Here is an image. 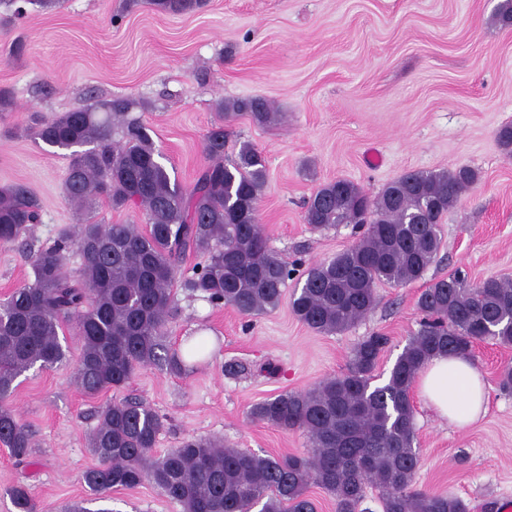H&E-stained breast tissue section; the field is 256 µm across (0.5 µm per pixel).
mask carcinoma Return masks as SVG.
<instances>
[{
	"mask_svg": "<svg viewBox=\"0 0 512 512\" xmlns=\"http://www.w3.org/2000/svg\"><path fill=\"white\" fill-rule=\"evenodd\" d=\"M145 4L175 16L200 11L207 0ZM136 107L126 98L91 97L79 110L36 118L26 128L37 144L71 150L63 193L83 219L54 245L29 248L31 282L0 302V442L20 464L32 438L7 401L26 371L69 361L60 340L64 330L73 329L80 343L75 381L94 396L125 386L142 367L182 370L164 336L175 312L172 288L188 254L201 253L206 261L183 278V288L247 316L276 309L296 273L273 253L259 222L267 176L262 153L243 141L224 158L226 134L218 125L205 138L206 163L184 188L159 161L149 128L129 117ZM217 109L227 122L241 115L261 126L281 120L261 98L221 100ZM478 180L469 167L409 171L374 197L347 179L322 185L306 203L304 223L314 230L354 224L363 233L302 272L292 300L297 319L319 333L345 332L375 308L377 285L422 279L440 250L439 224ZM99 199L114 209H141L146 228L91 220ZM40 209L26 185L0 186V242L18 240ZM69 252L82 259L75 280L65 271ZM418 307L420 328L386 383L374 381L388 337L373 332L354 345L346 373L250 408L253 421L304 432L310 443L304 455L263 456L192 437L155 458L164 417L137 398L106 406L89 440L98 465L84 475L87 498L69 512H116L112 489L145 482L183 512H316L307 495L311 485L334 498L336 512H371L364 506L369 487L379 491L382 512H469L454 494L416 487L420 457L412 392L422 365L436 355L470 359L483 340L512 345V282L471 284L452 275L429 284ZM11 495L18 512H35L26 486H15Z\"/></svg>",
	"mask_w": 512,
	"mask_h": 512,
	"instance_id": "1",
	"label": "carcinoma"
}]
</instances>
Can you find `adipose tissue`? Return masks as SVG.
Instances as JSON below:
<instances>
[{
    "instance_id": "1",
    "label": "adipose tissue",
    "mask_w": 512,
    "mask_h": 512,
    "mask_svg": "<svg viewBox=\"0 0 512 512\" xmlns=\"http://www.w3.org/2000/svg\"><path fill=\"white\" fill-rule=\"evenodd\" d=\"M417 388L437 416L450 423L475 422L484 411V383L468 359L446 355L430 358L419 373Z\"/></svg>"
}]
</instances>
